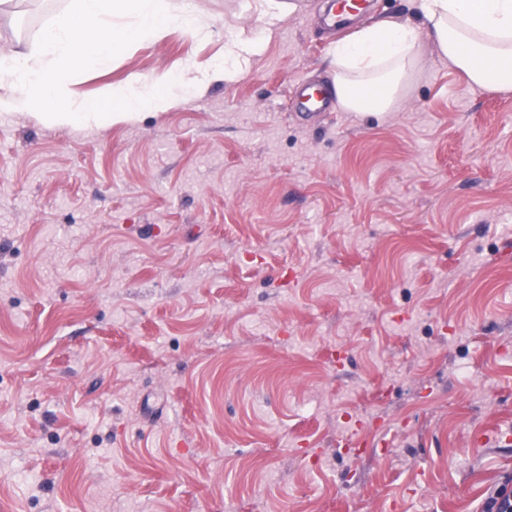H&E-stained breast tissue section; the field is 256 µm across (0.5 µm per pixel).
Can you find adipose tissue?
I'll use <instances>...</instances> for the list:
<instances>
[{
	"mask_svg": "<svg viewBox=\"0 0 512 512\" xmlns=\"http://www.w3.org/2000/svg\"><path fill=\"white\" fill-rule=\"evenodd\" d=\"M411 2L412 16L363 26L333 44V91L344 111L391 110L426 39L470 84L512 91V0Z\"/></svg>",
	"mask_w": 512,
	"mask_h": 512,
	"instance_id": "ef3b65f1",
	"label": "adipose tissue"
}]
</instances>
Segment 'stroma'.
Masks as SVG:
<instances>
[{
	"label": "stroma",
	"instance_id": "1",
	"mask_svg": "<svg viewBox=\"0 0 512 512\" xmlns=\"http://www.w3.org/2000/svg\"><path fill=\"white\" fill-rule=\"evenodd\" d=\"M293 2L71 79L260 38L168 112L0 117V512H481L512 474V92L427 41L394 111L299 116L338 35ZM68 5L7 0L0 46Z\"/></svg>",
	"mask_w": 512,
	"mask_h": 512
}]
</instances>
